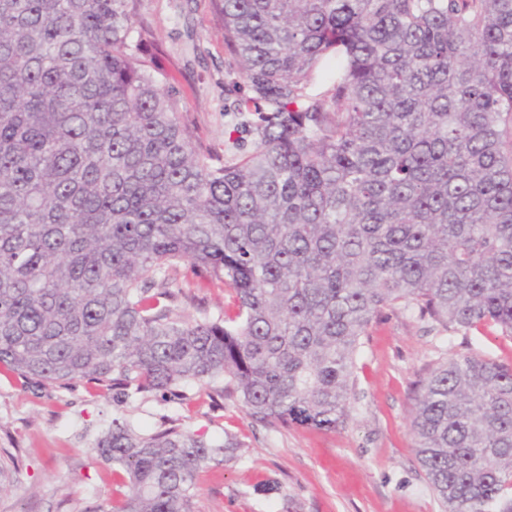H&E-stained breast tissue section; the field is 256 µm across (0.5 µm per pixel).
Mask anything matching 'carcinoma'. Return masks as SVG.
I'll return each instance as SVG.
<instances>
[{"label":"carcinoma","mask_w":512,"mask_h":512,"mask_svg":"<svg viewBox=\"0 0 512 512\" xmlns=\"http://www.w3.org/2000/svg\"><path fill=\"white\" fill-rule=\"evenodd\" d=\"M213 6L255 116L224 164L127 52L130 0H0V367L126 399L223 380L334 430L384 311L512 337V0ZM184 261L235 309L184 318ZM412 432L446 512H512V365L432 368ZM95 448L113 512H196L235 443L116 416Z\"/></svg>","instance_id":"carcinoma-1"}]
</instances>
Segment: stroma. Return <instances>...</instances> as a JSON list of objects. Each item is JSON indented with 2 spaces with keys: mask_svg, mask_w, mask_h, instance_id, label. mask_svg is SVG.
I'll list each match as a JSON object with an SVG mask.
<instances>
[{
  "mask_svg": "<svg viewBox=\"0 0 512 512\" xmlns=\"http://www.w3.org/2000/svg\"><path fill=\"white\" fill-rule=\"evenodd\" d=\"M144 26L130 53L149 61L196 148L229 160L255 136L238 132L233 105L248 94L224 44L211 0H135ZM474 351L512 364V339L496 328L452 333L398 308L375 320L356 363L349 418L331 431L266 427L232 397L113 400L108 387L74 381L39 388L0 376V512H110L112 464L95 450L116 416L149 431L175 422L206 439L237 443L197 477L198 512H441L413 448L416 386L436 363Z\"/></svg>",
  "mask_w": 512,
  "mask_h": 512,
  "instance_id": "obj_1",
  "label": "stroma"
}]
</instances>
